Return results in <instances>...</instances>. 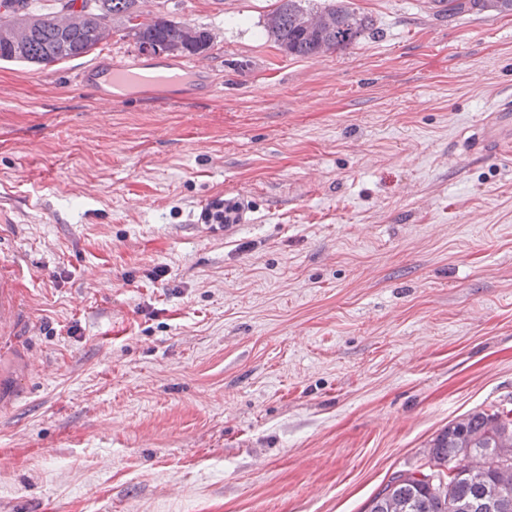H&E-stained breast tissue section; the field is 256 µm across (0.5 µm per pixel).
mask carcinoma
<instances>
[{
	"label": "carcinoma",
	"instance_id": "obj_1",
	"mask_svg": "<svg viewBox=\"0 0 512 512\" xmlns=\"http://www.w3.org/2000/svg\"><path fill=\"white\" fill-rule=\"evenodd\" d=\"M18 5L29 22L24 48L19 50L0 39V62L54 65L87 56L103 43L100 28L118 20L140 52L160 46L176 56L198 55L212 45L210 33L187 21L152 17L134 22L139 0H59V12L35 13L28 0H0ZM278 6L264 23L268 37L284 52L312 57L346 50L372 30V19L357 12L345 0H277ZM450 15L493 11L512 14V0H435ZM320 14L327 23L317 29L304 26L302 18ZM512 437V410L491 413L473 411L452 423L430 441L428 458L432 466L400 472L371 500V512H390L389 501L406 506L405 512H451L448 502L466 506V512H491L488 491L507 485L512 488V462L499 459L498 441ZM482 460L483 478L474 482L463 475ZM455 468L452 475L448 469Z\"/></svg>",
	"mask_w": 512,
	"mask_h": 512
}]
</instances>
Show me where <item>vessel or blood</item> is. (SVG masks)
I'll return each mask as SVG.
<instances>
[{"label": "vessel or blood", "mask_w": 512, "mask_h": 512, "mask_svg": "<svg viewBox=\"0 0 512 512\" xmlns=\"http://www.w3.org/2000/svg\"><path fill=\"white\" fill-rule=\"evenodd\" d=\"M204 65L193 63L179 69L153 70L139 61L131 63L99 62L87 67L78 77L80 85L96 96H124L130 87L138 86L188 89L206 74ZM12 277L0 275V335L17 331L20 310Z\"/></svg>", "instance_id": "vessel-or-blood-1"}]
</instances>
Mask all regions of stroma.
<instances>
[{
  "label": "stroma",
  "instance_id": "1",
  "mask_svg": "<svg viewBox=\"0 0 512 512\" xmlns=\"http://www.w3.org/2000/svg\"><path fill=\"white\" fill-rule=\"evenodd\" d=\"M291 57L276 0H142L207 29L208 91L95 98L142 55L0 64V512H364L442 429L512 409V16L350 0ZM346 0H277L278 6L264 23L268 37L288 55L312 57L337 50H346L372 30L373 20ZM321 14L327 23L317 29L319 19L310 17L304 26L302 18L308 14ZM14 280L0 275V335L7 336L17 331L20 310L15 296Z\"/></svg>",
  "mask_w": 512,
  "mask_h": 512
}]
</instances>
